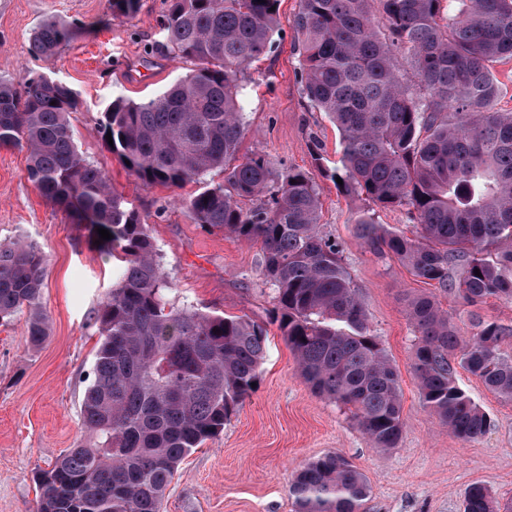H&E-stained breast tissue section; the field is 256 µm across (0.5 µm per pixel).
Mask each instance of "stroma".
I'll list each match as a JSON object with an SVG mask.
<instances>
[{
    "instance_id": "obj_1",
    "label": "stroma",
    "mask_w": 512,
    "mask_h": 512,
    "mask_svg": "<svg viewBox=\"0 0 512 512\" xmlns=\"http://www.w3.org/2000/svg\"><path fill=\"white\" fill-rule=\"evenodd\" d=\"M167 7L168 0H140L133 18L115 19L107 0H0V78L20 90L37 75L73 87L77 145L149 225L173 279L172 302L246 316L269 333L256 389L223 432L180 465L163 512H294L292 474L329 451L342 453L366 476L367 512H461L466 487L477 481L497 501L512 502V402L458 371V385L492 420L487 433L469 442L421 404L407 303L431 287L395 259L370 251L353 221L371 210L377 223L410 238L419 226L405 211L376 210L365 198L344 195L332 179L339 133L301 90L292 28L298 0H281L271 51L241 77L247 121L242 149L264 152L277 166L312 171L319 184L321 230L339 244L369 326L400 378L403 435L397 448H372L355 422L300 377L272 322L274 290L261 273L259 244L196 224L186 201L198 183L144 184L104 144L97 129L113 100L149 99L194 68L157 48ZM49 19L77 25V37L55 55L33 56L32 35ZM319 154L320 165L314 161ZM26 165V151L0 148V243L31 244L45 256L41 302L50 332L34 347L27 312L0 320V512H36V472L84 436L81 402L100 342L97 313L122 265L121 256L100 253L84 230L40 195L26 178Z\"/></svg>"
}]
</instances>
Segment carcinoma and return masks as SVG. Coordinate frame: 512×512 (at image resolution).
Here are the masks:
<instances>
[{"mask_svg":"<svg viewBox=\"0 0 512 512\" xmlns=\"http://www.w3.org/2000/svg\"><path fill=\"white\" fill-rule=\"evenodd\" d=\"M279 5L169 0L161 47L195 69L147 101L114 100L99 133L112 136L110 150L148 185L224 170V184L186 201L195 223L261 244L275 322L302 379L346 408L372 447L395 448L403 433L398 375L339 246L319 230V184L309 171L273 168L259 151L239 156L240 76L271 49ZM138 7L108 0L115 19ZM293 27L303 91L340 134L341 190L404 209L421 228L412 239L363 213L357 237L472 307L471 336L430 295L413 297L407 315L422 405L456 437L474 440L491 420L457 385V369L512 401V355L503 349L512 324L479 313L492 297L512 301V112L495 108L491 71L512 58V0H299ZM74 36L73 26L48 20L31 51L53 55ZM396 50L410 57L411 77L397 72ZM76 107L61 81L39 75L20 92L0 78V147L26 150L28 181L91 238L108 230L100 252L124 258L97 316L100 346L81 404L86 436L37 472V512H160L183 460L222 432L254 390L268 331L246 316L171 302L149 225L78 148ZM44 273L37 247L0 244V319L27 310L35 347L48 337ZM289 495L295 512H364L370 486L345 456L327 452L294 474ZM462 507L512 512L482 483L466 489Z\"/></svg>","mask_w":512,"mask_h":512,"instance_id":"obj_1","label":"carcinoma"}]
</instances>
